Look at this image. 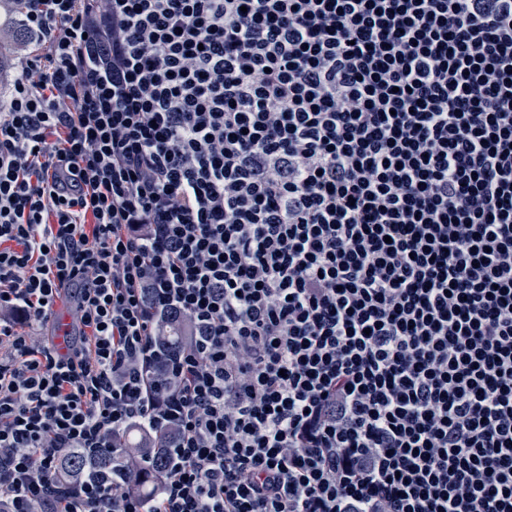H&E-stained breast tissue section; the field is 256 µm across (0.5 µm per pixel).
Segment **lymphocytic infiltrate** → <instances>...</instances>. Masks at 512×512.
<instances>
[{
	"label": "lymphocytic infiltrate",
	"instance_id": "obj_1",
	"mask_svg": "<svg viewBox=\"0 0 512 512\" xmlns=\"http://www.w3.org/2000/svg\"><path fill=\"white\" fill-rule=\"evenodd\" d=\"M14 25L0 512H512V0ZM132 429L149 492L63 476Z\"/></svg>",
	"mask_w": 512,
	"mask_h": 512
}]
</instances>
